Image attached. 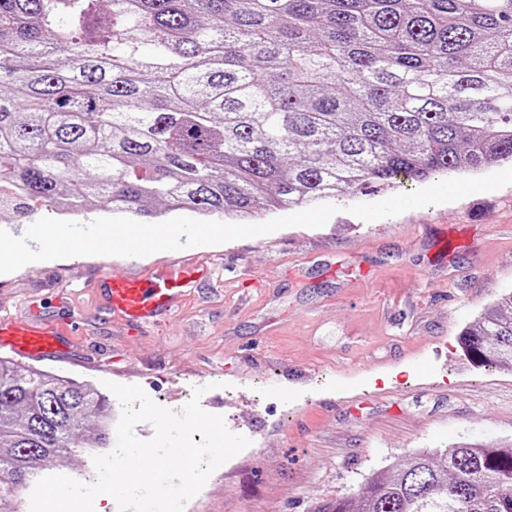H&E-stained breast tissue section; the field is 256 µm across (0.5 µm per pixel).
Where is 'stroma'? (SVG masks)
Returning a JSON list of instances; mask_svg holds the SVG:
<instances>
[{"label": "stroma", "instance_id": "obj_1", "mask_svg": "<svg viewBox=\"0 0 512 512\" xmlns=\"http://www.w3.org/2000/svg\"><path fill=\"white\" fill-rule=\"evenodd\" d=\"M337 200L320 228L288 227L129 263L26 265L0 311L82 324L60 358L22 361L78 384L141 386L202 408L249 446L211 474L196 512H313L422 449L512 443V371L469 361L459 336L512 291V185L365 222ZM212 265L176 313L142 331L101 309L110 270ZM279 388L282 399L269 398Z\"/></svg>", "mask_w": 512, "mask_h": 512}]
</instances>
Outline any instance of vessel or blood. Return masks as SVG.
I'll return each mask as SVG.
<instances>
[{
    "label": "vessel or blood",
    "instance_id": "b4317fda",
    "mask_svg": "<svg viewBox=\"0 0 512 512\" xmlns=\"http://www.w3.org/2000/svg\"><path fill=\"white\" fill-rule=\"evenodd\" d=\"M200 266H178L138 276L115 272L100 277L97 293L113 313L129 325L142 329L158 318L171 315L191 288L204 275ZM67 344L57 326L0 318V353L19 359L39 360L64 354Z\"/></svg>",
    "mask_w": 512,
    "mask_h": 512
}]
</instances>
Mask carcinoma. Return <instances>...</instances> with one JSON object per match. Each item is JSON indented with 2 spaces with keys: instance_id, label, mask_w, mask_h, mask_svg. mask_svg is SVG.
<instances>
[{
  "instance_id": "cac0c4a2",
  "label": "carcinoma",
  "mask_w": 512,
  "mask_h": 512,
  "mask_svg": "<svg viewBox=\"0 0 512 512\" xmlns=\"http://www.w3.org/2000/svg\"><path fill=\"white\" fill-rule=\"evenodd\" d=\"M102 2L0 0V209L244 219L512 162V0ZM460 343L512 370V293ZM108 416L0 359V509ZM315 512H512V446L418 451ZM154 208L157 209V213H160V216L156 219H145V218H139L130 214H123V213H112L111 209L103 208V207H89L88 209L91 211L89 214L90 221L97 219L101 214L103 213H109L112 214V216H126L131 219L144 222V223H158L162 221H166L168 219L174 218V217H189L193 219L198 220H219L221 222H224V217L221 218H205L203 216H199L198 214L186 211V210H172L170 206H166L164 203H155L153 205Z\"/></svg>"
}]
</instances>
